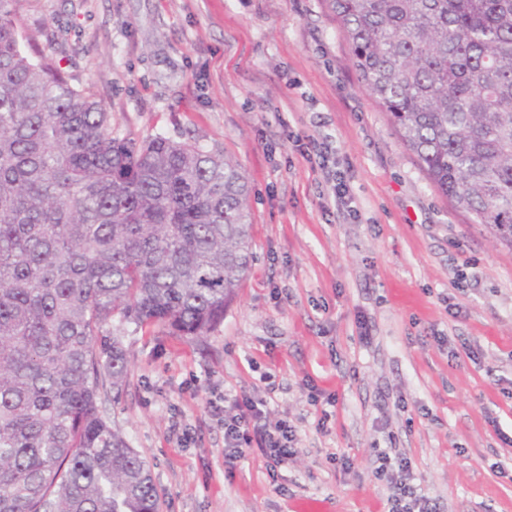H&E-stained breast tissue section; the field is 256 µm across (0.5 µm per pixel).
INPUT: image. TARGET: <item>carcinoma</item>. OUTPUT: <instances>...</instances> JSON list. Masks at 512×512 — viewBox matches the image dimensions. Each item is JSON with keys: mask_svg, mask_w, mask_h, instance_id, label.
I'll return each mask as SVG.
<instances>
[{"mask_svg": "<svg viewBox=\"0 0 512 512\" xmlns=\"http://www.w3.org/2000/svg\"><path fill=\"white\" fill-rule=\"evenodd\" d=\"M0 0V512H160L105 417L108 327L200 339L252 261L248 181L198 143L122 137ZM429 182L512 246V0H325Z\"/></svg>", "mask_w": 512, "mask_h": 512, "instance_id": "obj_1", "label": "carcinoma"}]
</instances>
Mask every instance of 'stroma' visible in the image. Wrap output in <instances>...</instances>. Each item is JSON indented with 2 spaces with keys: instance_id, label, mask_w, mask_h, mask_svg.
Segmentation results:
<instances>
[{
  "instance_id": "35a3bbf8",
  "label": "stroma",
  "mask_w": 512,
  "mask_h": 512,
  "mask_svg": "<svg viewBox=\"0 0 512 512\" xmlns=\"http://www.w3.org/2000/svg\"><path fill=\"white\" fill-rule=\"evenodd\" d=\"M15 8L121 136L220 151L251 186L253 262L223 323L120 333L129 373L104 408L161 512H388L390 449L437 512H512V247L431 186L323 0ZM340 173L356 216L329 204ZM243 395L294 427L288 464L254 445L225 466L224 399Z\"/></svg>"
}]
</instances>
